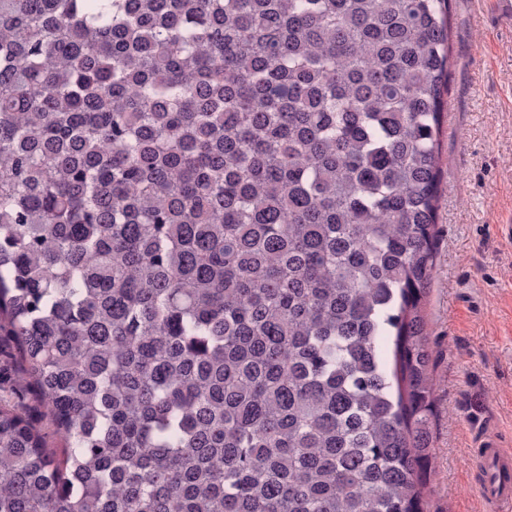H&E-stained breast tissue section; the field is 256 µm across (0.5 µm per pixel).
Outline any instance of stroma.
<instances>
[{
	"mask_svg": "<svg viewBox=\"0 0 512 512\" xmlns=\"http://www.w3.org/2000/svg\"><path fill=\"white\" fill-rule=\"evenodd\" d=\"M451 77L441 137L435 267L424 302L433 359L426 512H495L477 445L512 450V18L450 0ZM0 335V400L34 403Z\"/></svg>",
	"mask_w": 512,
	"mask_h": 512,
	"instance_id": "stroma-1",
	"label": "stroma"
}]
</instances>
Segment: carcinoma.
Here are the masks:
<instances>
[{"mask_svg":"<svg viewBox=\"0 0 512 512\" xmlns=\"http://www.w3.org/2000/svg\"><path fill=\"white\" fill-rule=\"evenodd\" d=\"M449 13L0 0V512H423ZM17 364L12 346L0 335V400L19 407L35 406L31 391L16 380Z\"/></svg>","mask_w":512,"mask_h":512,"instance_id":"carcinoma-1","label":"carcinoma"}]
</instances>
